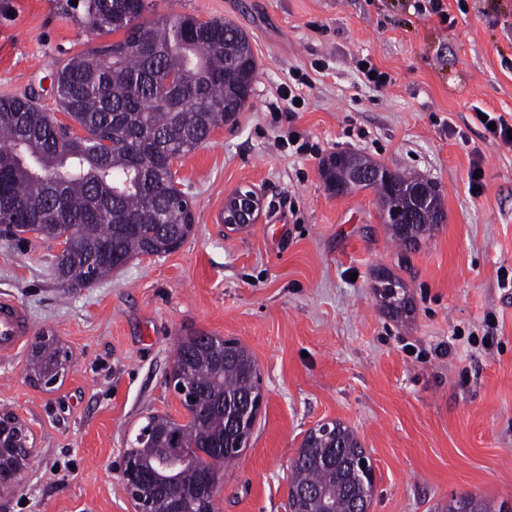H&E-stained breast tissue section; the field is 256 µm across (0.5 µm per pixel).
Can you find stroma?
Returning a JSON list of instances; mask_svg holds the SVG:
<instances>
[{
    "mask_svg": "<svg viewBox=\"0 0 512 512\" xmlns=\"http://www.w3.org/2000/svg\"><path fill=\"white\" fill-rule=\"evenodd\" d=\"M412 2L154 0L148 18L175 11L247 33L253 91L236 125L174 165L194 213L176 251L66 290L59 241L0 236V297L68 353L51 387L29 382L30 347L0 358V409L32 447L0 512H134L123 453L147 416L183 421L167 375L192 332L245 346L263 392L216 512H285L303 437L336 420L374 467L371 512H441L463 494L512 502V146L474 115L512 121V0H443V14L421 16ZM106 41L65 0H0V97L36 95L66 122L52 76ZM294 83L296 112L278 95ZM337 152L433 181L444 224L400 254L373 189H327L321 166ZM238 190L260 199L244 230L219 220ZM379 269L405 283L409 320L382 308Z\"/></svg>",
    "mask_w": 512,
    "mask_h": 512,
    "instance_id": "obj_1",
    "label": "stroma"
}]
</instances>
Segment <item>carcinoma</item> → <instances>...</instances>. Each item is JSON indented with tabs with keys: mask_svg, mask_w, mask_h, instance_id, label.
<instances>
[{
	"mask_svg": "<svg viewBox=\"0 0 512 512\" xmlns=\"http://www.w3.org/2000/svg\"><path fill=\"white\" fill-rule=\"evenodd\" d=\"M87 28L100 34L123 32V39L68 59L53 75L55 100L88 134L44 111L30 96L0 98V216L18 217L17 240L32 233L56 240L59 225L74 224L78 240L56 256L54 275L63 288H86L109 277L115 264L137 255L177 250L190 236L192 202L175 194L171 164L206 143L211 133L235 120L251 95L256 61L247 34L233 24L171 12L144 18L146 0H67ZM147 45L146 52L141 46ZM174 76L166 94L160 74ZM374 168L357 156L332 155L322 167L326 186L339 193L354 189L351 164ZM420 178L392 174L363 184L378 193L384 221L404 252L437 229L444 211L436 188L420 207L410 193ZM420 207L409 227L393 216ZM381 304L395 318H407L413 304L403 281L388 272L376 276ZM67 353L50 337L33 345L28 373L55 376ZM171 372L198 390V411L187 424L151 415L132 444L142 468L152 472L153 512H175L174 490L191 497V512H215L212 491L198 461L207 455L217 476L247 444L260 410L234 421L235 398H262L260 377L250 352L232 340L207 334L180 339ZM183 450L170 464L172 439ZM226 451H214L218 446ZM365 450L340 421L319 425L304 437L289 479V490L320 489L334 497V512H351L362 485ZM288 512H325L319 497H288ZM446 512H497L494 502L474 494L448 500Z\"/></svg>",
	"mask_w": 512,
	"mask_h": 512,
	"instance_id": "1",
	"label": "carcinoma"
}]
</instances>
